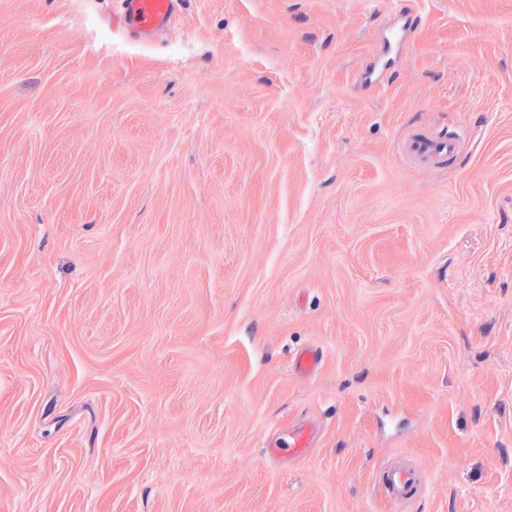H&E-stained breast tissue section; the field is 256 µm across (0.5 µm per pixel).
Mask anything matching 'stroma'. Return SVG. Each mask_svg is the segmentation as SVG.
I'll return each mask as SVG.
<instances>
[{
	"mask_svg": "<svg viewBox=\"0 0 512 512\" xmlns=\"http://www.w3.org/2000/svg\"><path fill=\"white\" fill-rule=\"evenodd\" d=\"M121 13L0 0V512H512V0ZM124 26L140 36H149L171 23L176 0H123ZM458 141L453 136L421 132L404 141L402 149L413 163L436 166L457 152ZM381 478L394 501L407 502L418 494L421 489L419 474L411 467L388 465Z\"/></svg>",
	"mask_w": 512,
	"mask_h": 512,
	"instance_id": "1",
	"label": "stroma"
}]
</instances>
